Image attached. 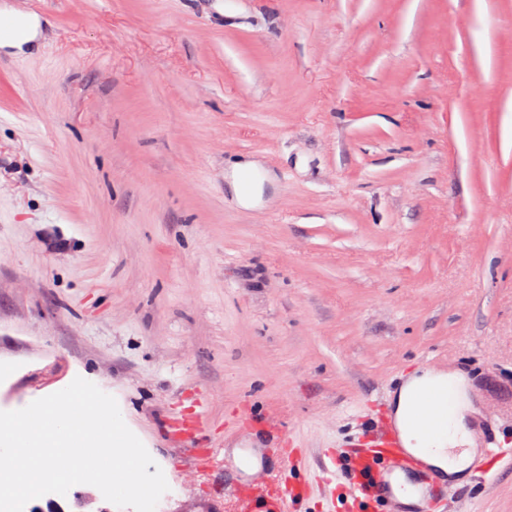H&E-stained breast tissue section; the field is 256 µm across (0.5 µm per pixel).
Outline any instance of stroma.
<instances>
[{"mask_svg": "<svg viewBox=\"0 0 512 512\" xmlns=\"http://www.w3.org/2000/svg\"><path fill=\"white\" fill-rule=\"evenodd\" d=\"M4 11L34 33L0 44V411L85 377L174 487L161 512H231L250 438L263 472L305 459L293 512H350L320 454L385 383L431 356L512 386V0ZM469 498L512 512V467ZM252 173L259 176L256 182ZM264 180L265 176L257 163L238 165L232 172V187L239 202L243 205L255 202L261 196Z\"/></svg>", "mask_w": 512, "mask_h": 512, "instance_id": "35a3bbf8", "label": "stroma"}]
</instances>
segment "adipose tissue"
I'll use <instances>...</instances> for the list:
<instances>
[{
    "instance_id": "1",
    "label": "adipose tissue",
    "mask_w": 512,
    "mask_h": 512,
    "mask_svg": "<svg viewBox=\"0 0 512 512\" xmlns=\"http://www.w3.org/2000/svg\"><path fill=\"white\" fill-rule=\"evenodd\" d=\"M427 384L432 390L448 396L450 409L447 429L433 436L419 433L415 428L414 410L404 398L397 403V414L405 427L411 447L434 449L433 459L438 465L447 470L449 475L461 474L475 454L467 425L472 406L464 394L452 392L450 380L431 378Z\"/></svg>"
}]
</instances>
